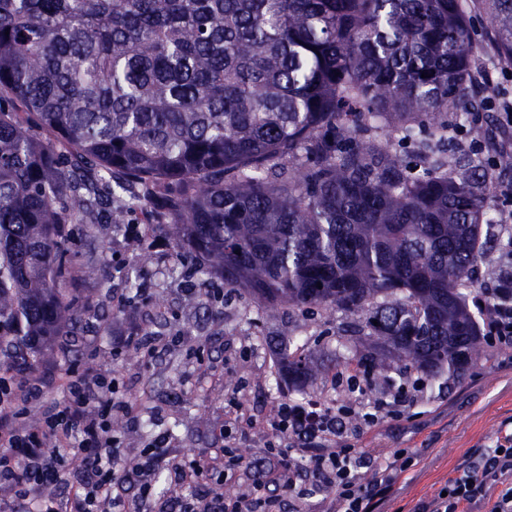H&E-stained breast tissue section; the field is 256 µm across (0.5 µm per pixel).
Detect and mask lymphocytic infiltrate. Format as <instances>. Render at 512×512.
I'll use <instances>...</instances> for the list:
<instances>
[{"mask_svg":"<svg viewBox=\"0 0 512 512\" xmlns=\"http://www.w3.org/2000/svg\"><path fill=\"white\" fill-rule=\"evenodd\" d=\"M485 331L512 344V251L503 250L498 274L478 302ZM63 409L32 424L27 420L38 387L14 391L0 376V489L30 500L37 512H145L161 472L176 483L197 488L195 497L180 501L179 512H283L286 503L336 495L338 512H381L406 468L403 453L390 456L339 447L347 433L361 434L388 415L414 403L405 388L391 389L360 408L329 407L306 402L280 403L270 421L276 434L269 444V465L248 467L236 455L259 423L241 403H233L224 445L191 455L173 453L157 436L136 458L122 456L113 418H138L128 401L115 399V381L98 375L68 377L61 387ZM252 469L248 493L235 497L204 493L213 478L235 481ZM370 472L362 481V472ZM136 487L124 497L125 485ZM446 493L418 504L417 512H512V433L495 447L479 451L476 464L457 470Z\"/></svg>","mask_w":512,"mask_h":512,"instance_id":"1","label":"lymphocytic infiltrate"}]
</instances>
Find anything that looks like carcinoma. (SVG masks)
<instances>
[{
  "label": "carcinoma",
  "mask_w": 512,
  "mask_h": 512,
  "mask_svg": "<svg viewBox=\"0 0 512 512\" xmlns=\"http://www.w3.org/2000/svg\"><path fill=\"white\" fill-rule=\"evenodd\" d=\"M480 5L512 61V0ZM473 53L466 0H0L8 367L81 318L67 225L140 206L226 294L341 312L356 366L462 374L484 339L464 290L509 218L453 150L484 138ZM280 363L293 387L318 372Z\"/></svg>",
  "instance_id": "1"
}]
</instances>
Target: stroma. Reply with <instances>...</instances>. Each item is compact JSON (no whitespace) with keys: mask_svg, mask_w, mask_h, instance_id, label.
<instances>
[{"mask_svg":"<svg viewBox=\"0 0 512 512\" xmlns=\"http://www.w3.org/2000/svg\"><path fill=\"white\" fill-rule=\"evenodd\" d=\"M468 15L474 67L491 77L472 118L497 138L501 129L494 102L502 95L512 98V63L492 62L493 24L477 0H472ZM71 230L78 252L71 284L86 310L78 330L56 337L38 368L11 377L19 390L35 378L43 386L42 402L30 408L31 421H39L48 405L60 401V385L69 370L93 367L116 378L120 399L140 406L135 429L123 420L114 422L122 454L136 455L162 432L168 433L169 446L177 453L221 447L230 406L241 401L261 428L238 452L263 464L273 439L267 423L280 402L320 398L354 405V393L335 392L332 385L335 375L347 371L346 352L336 345V335L346 324L343 315L269 317L250 295L216 299L223 279L190 273L173 243L138 209L129 211L126 223L109 230L99 224H75ZM88 263L97 269L91 278L84 274ZM188 295L193 298L189 304L184 301ZM122 296L127 304H119ZM126 336L150 339L152 358L133 349L112 355L117 339ZM292 339L304 344L323 368L322 375L293 391L281 383L278 365L280 349ZM361 380L371 398L389 384L420 389L416 404L401 416L385 418L351 441L363 453L404 450L412 458L384 512H414L454 471L471 464L478 450L512 432V345L485 344L481 357L460 378L391 369L362 374Z\"/></svg>","mask_w":512,"mask_h":512,"instance_id":"obj_1","label":"stroma"}]
</instances>
